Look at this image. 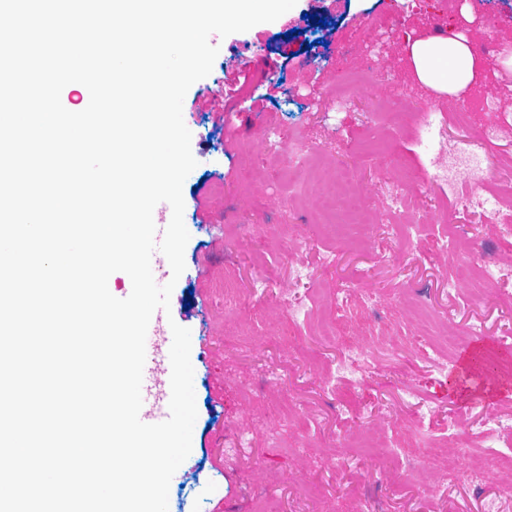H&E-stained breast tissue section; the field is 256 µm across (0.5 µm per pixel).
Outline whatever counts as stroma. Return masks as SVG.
Returning a JSON list of instances; mask_svg holds the SVG:
<instances>
[{
	"label": "stroma",
	"mask_w": 512,
	"mask_h": 512,
	"mask_svg": "<svg viewBox=\"0 0 512 512\" xmlns=\"http://www.w3.org/2000/svg\"><path fill=\"white\" fill-rule=\"evenodd\" d=\"M381 16L399 24L370 42L364 29ZM439 23L479 50L474 82L456 93L415 73L412 45ZM211 43L213 68L183 103L197 161L183 185L186 268L172 319L158 326L163 337L175 324L191 331L197 407L169 512H512L496 495L511 467L466 486L422 463L425 446L447 440L450 416L461 465L490 448L512 455V395L461 410L423 339L462 335L475 320L486 336L512 333V247L430 175L442 146L499 127L476 164L483 192L512 213V0H457L452 12L445 0H297L276 21ZM357 74L363 89L334 109L338 81ZM221 81L219 109L207 92ZM460 100L463 128L451 111ZM270 131L275 163L256 144ZM312 154L320 168L356 171L368 205L357 233L336 232L315 209ZM450 238L505 269L480 300L448 294L467 259L446 248ZM343 284L352 303L340 309ZM360 351L383 371L344 364ZM489 414L499 431L481 430ZM363 438L378 448L359 447Z\"/></svg>",
	"instance_id": "obj_1"
}]
</instances>
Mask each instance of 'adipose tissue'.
<instances>
[{"label": "adipose tissue", "mask_w": 512, "mask_h": 512, "mask_svg": "<svg viewBox=\"0 0 512 512\" xmlns=\"http://www.w3.org/2000/svg\"><path fill=\"white\" fill-rule=\"evenodd\" d=\"M412 54L416 72L425 84L435 85L434 65L446 58L456 62L452 86L463 88L474 79L475 62L467 47L460 41L435 37L422 39L414 43Z\"/></svg>", "instance_id": "adipose-tissue-1"}]
</instances>
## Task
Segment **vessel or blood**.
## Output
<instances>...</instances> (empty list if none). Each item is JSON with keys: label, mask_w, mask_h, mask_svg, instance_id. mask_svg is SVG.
I'll use <instances>...</instances> for the list:
<instances>
[{"label": "vessel or blood", "mask_w": 512, "mask_h": 512, "mask_svg": "<svg viewBox=\"0 0 512 512\" xmlns=\"http://www.w3.org/2000/svg\"><path fill=\"white\" fill-rule=\"evenodd\" d=\"M512 366V347L496 339L478 336L462 345L456 356L455 371L465 382L468 402L485 403L496 397L502 375ZM171 366L160 358V346L154 336L146 338L140 418L158 423V403L169 401Z\"/></svg>", "instance_id": "vessel-or-blood-1"}]
</instances>
